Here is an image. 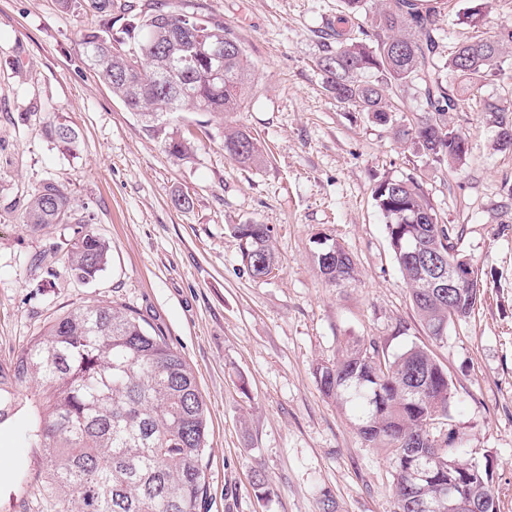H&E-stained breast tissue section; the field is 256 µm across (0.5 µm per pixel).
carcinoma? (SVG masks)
Segmentation results:
<instances>
[{
	"label": "carcinoma",
	"instance_id": "cac0c4a2",
	"mask_svg": "<svg viewBox=\"0 0 512 512\" xmlns=\"http://www.w3.org/2000/svg\"><path fill=\"white\" fill-rule=\"evenodd\" d=\"M347 11L370 14L371 31L363 42L336 32V50L321 61L325 88L340 104L387 125L398 94L415 79L425 84L428 110L397 127L396 135L434 162L453 167L469 153V137L452 126L448 113L458 98L436 76L439 13L420 0H344ZM88 6L108 19L85 30L82 45L89 66L153 131H166L171 116L209 112L220 118L241 111L251 90L245 49L237 35L218 21L194 12L151 9L126 24L134 47L125 50L112 38V0ZM224 45V81L207 78L209 62L196 60L168 86H156L152 74L191 51L192 33ZM512 50V28L480 33L459 46L446 69L475 81L503 71ZM374 70L368 83L364 72ZM46 137L69 150L79 132L63 122L45 125ZM166 151L188 159V138L169 133ZM224 152L244 165L261 160L247 132L224 131ZM373 199L422 325L435 340L448 325L468 317L481 292L476 284L437 293L418 286L424 259L460 258L454 229L438 221L417 180L386 179ZM75 214L66 188L42 183L29 197L26 225L40 230ZM242 264L253 278L276 267L265 224H236ZM109 245L89 230L78 232L67 255L70 276L81 283L96 279L107 264ZM325 282L354 278L355 263L337 242L325 243L315 256ZM325 395L347 406L358 433L373 448L390 455L397 512H426L442 483L453 480L472 505L469 512H497L487 470L462 460V442L442 438L432 424L448 418L452 387L447 371L432 352L413 345L389 358L377 345L347 343L341 357L317 368ZM33 419L25 434L39 448L43 468L21 512H204L208 499L207 407L196 375L159 329H148L136 313L116 304L75 308L50 322L8 363L0 364V425L24 406ZM430 458L429 480L415 489L407 474Z\"/></svg>",
	"mask_w": 512,
	"mask_h": 512
}]
</instances>
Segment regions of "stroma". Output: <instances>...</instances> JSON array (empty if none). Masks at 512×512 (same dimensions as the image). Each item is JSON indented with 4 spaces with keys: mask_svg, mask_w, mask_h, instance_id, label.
I'll return each instance as SVG.
<instances>
[{
    "mask_svg": "<svg viewBox=\"0 0 512 512\" xmlns=\"http://www.w3.org/2000/svg\"><path fill=\"white\" fill-rule=\"evenodd\" d=\"M218 20L240 38L253 73L242 111L216 120L176 115L195 151L180 161L88 65L81 33L97 26L80 6L58 0H0V363L57 315L97 301L119 302L158 326L194 369L207 405L209 512H320L319 492L337 512H396L394 469L367 447L348 411L326 397L317 365L335 362L341 343H374L388 356L417 344L445 367L453 398L448 422L466 461L489 468L499 512H512V148L496 142L501 109L512 110V58L478 81L498 104L481 112L462 99L451 123L468 135L463 166L416 156L390 126L336 102L318 62L336 20L353 37L365 14L343 0H161ZM484 29L512 27V0H448L436 58L444 85L451 49ZM77 128L67 151L48 140L46 122ZM245 130L264 159L237 163L224 152L225 128ZM415 177L440 223L455 227L481 301L449 324L441 340L423 328L399 272L384 219L372 197L385 179ZM66 187L76 219L31 231L24 204L42 182ZM192 199L177 209L178 193ZM87 218L110 246L93 282L67 273V251ZM236 224H265L277 257L273 275L242 270ZM352 257L358 274L331 286L314 262L319 234ZM29 409L0 426V512H19L23 472H36ZM273 494L257 499L254 475Z\"/></svg>",
    "mask_w": 512,
    "mask_h": 512,
    "instance_id": "1",
    "label": "stroma"
}]
</instances>
